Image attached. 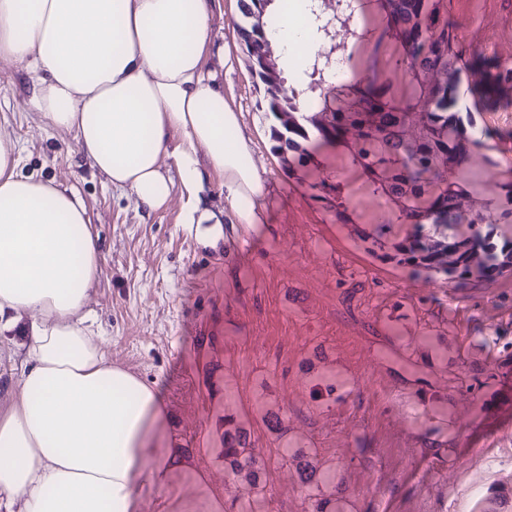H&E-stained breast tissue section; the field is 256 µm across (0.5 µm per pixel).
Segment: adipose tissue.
Segmentation results:
<instances>
[{"label": "adipose tissue", "mask_w": 512, "mask_h": 512, "mask_svg": "<svg viewBox=\"0 0 512 512\" xmlns=\"http://www.w3.org/2000/svg\"><path fill=\"white\" fill-rule=\"evenodd\" d=\"M306 0L271 40L294 68L317 51ZM210 0H0V58L36 77L33 105L116 190L150 210L174 184L183 221L218 243L202 164L227 221L257 224L265 194L240 118L206 67ZM0 133V335L24 338L21 374L0 407V512H223L222 499L159 445V389L113 365L90 326L100 258L82 197L20 170ZM205 176L207 179L208 191L205 194V205L214 210L216 213L220 212L223 220L224 212L226 213L228 203L224 199V188L222 185V178L210 169H205Z\"/></svg>", "instance_id": "ef3b65f1"}]
</instances>
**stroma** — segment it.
<instances>
[{"instance_id": "1", "label": "stroma", "mask_w": 512, "mask_h": 512, "mask_svg": "<svg viewBox=\"0 0 512 512\" xmlns=\"http://www.w3.org/2000/svg\"><path fill=\"white\" fill-rule=\"evenodd\" d=\"M362 2L359 26L337 37L356 79L371 32L385 24L375 0ZM238 17V0H213L206 66L241 114L265 196L261 223L230 225L218 250L183 224L181 188L152 212L113 191L73 135L35 110L25 67L0 59V131L22 144L23 173L77 190L86 203L101 258L89 308L102 350L160 388L165 448L226 497L225 512L297 508L274 462L266 475L274 499L230 490L217 457L225 413L259 448L298 441L346 460L376 449L372 472H348L357 486L376 488V512H512V275L460 285L368 254L311 197V183L326 176L341 180L350 200L364 196L348 154L315 138L313 163L293 176L283 170ZM449 18L473 51L512 48V0H464ZM476 123L500 133L483 138L468 166L487 198L491 182L512 169V102L477 114ZM338 336L363 346L358 374L349 379L320 364L302 373L314 348L333 356ZM476 376L490 385L472 388ZM329 383L335 403L311 412L313 394ZM269 411L283 413L281 433L266 427ZM429 446L447 449V461H425ZM474 446L485 456L471 457Z\"/></svg>"}]
</instances>
